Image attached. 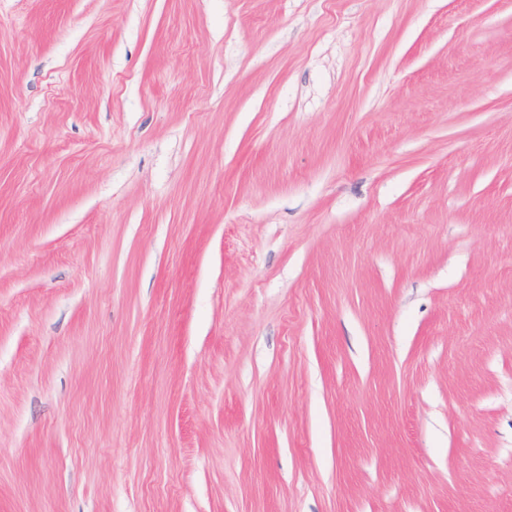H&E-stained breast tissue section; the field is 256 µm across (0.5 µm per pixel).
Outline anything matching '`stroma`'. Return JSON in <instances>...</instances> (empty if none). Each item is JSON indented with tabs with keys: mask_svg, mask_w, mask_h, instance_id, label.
<instances>
[{
	"mask_svg": "<svg viewBox=\"0 0 512 512\" xmlns=\"http://www.w3.org/2000/svg\"><path fill=\"white\" fill-rule=\"evenodd\" d=\"M0 512H512V0H0Z\"/></svg>",
	"mask_w": 512,
	"mask_h": 512,
	"instance_id": "obj_1",
	"label": "stroma"
}]
</instances>
